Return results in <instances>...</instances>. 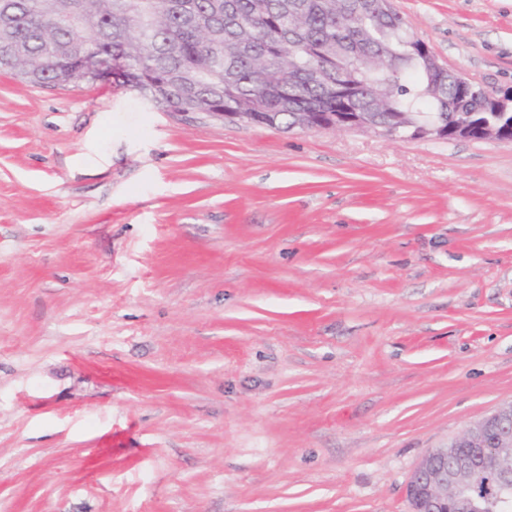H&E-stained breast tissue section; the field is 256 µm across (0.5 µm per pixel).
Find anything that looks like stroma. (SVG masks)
<instances>
[{
    "label": "stroma",
    "mask_w": 512,
    "mask_h": 512,
    "mask_svg": "<svg viewBox=\"0 0 512 512\" xmlns=\"http://www.w3.org/2000/svg\"><path fill=\"white\" fill-rule=\"evenodd\" d=\"M512 88V0H392ZM512 401V142L0 72V512H413Z\"/></svg>",
    "instance_id": "stroma-1"
}]
</instances>
